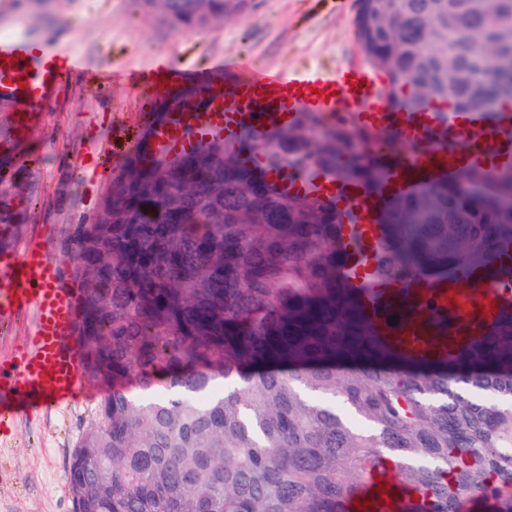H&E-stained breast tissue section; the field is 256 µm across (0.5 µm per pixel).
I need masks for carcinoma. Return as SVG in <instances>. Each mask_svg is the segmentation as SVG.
Listing matches in <instances>:
<instances>
[{
    "label": "carcinoma",
    "mask_w": 512,
    "mask_h": 512,
    "mask_svg": "<svg viewBox=\"0 0 512 512\" xmlns=\"http://www.w3.org/2000/svg\"><path fill=\"white\" fill-rule=\"evenodd\" d=\"M435 2L389 0L379 19L356 11L366 56L409 89L393 105L412 112L449 98L465 108L439 79L457 54L491 87L471 109L499 103L512 73L469 31L512 28V0H488L451 27L435 21ZM141 3L193 32L251 9ZM200 104L187 89L154 119ZM371 139L305 114L242 128L235 150L214 137L170 160L145 132L113 170L97 219L72 243L83 373L107 388L72 452L73 512H409L410 494L418 512H460L464 502L512 512V305L490 320L475 308L477 335L466 339L413 294L421 355L389 344L365 308L380 283L408 292L481 271L512 276L503 210L512 178L468 169L385 198L373 274L351 288L344 269L365 247L355 218L329 197L287 192L242 158L258 149L268 170L319 169L378 194L393 143L386 134V150H368ZM304 389L340 398L368 428Z\"/></svg>",
    "instance_id": "cac0c4a2"
}]
</instances>
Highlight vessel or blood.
Returning a JSON list of instances; mask_svg holds the SVG:
<instances>
[{"label": "vessel or blood", "mask_w": 512, "mask_h": 512, "mask_svg": "<svg viewBox=\"0 0 512 512\" xmlns=\"http://www.w3.org/2000/svg\"><path fill=\"white\" fill-rule=\"evenodd\" d=\"M108 85L105 73L85 69L82 59L67 48L48 50L24 30L0 35V101L13 108L14 136L0 140V149L15 145V136L38 119V110L60 83L76 73ZM143 79L166 90L196 84L208 100L200 112H176L153 128L151 148L158 153L184 154L198 140L220 133L236 147L242 127L292 124L301 114L348 117L354 128L390 133L406 149L391 159L383 190L408 193L424 182L485 162L512 163V113L498 108L460 112L433 102L420 112L391 105L379 88L375 72L366 66L336 71L299 67L289 72L257 67L250 58L227 63L216 60L204 70L156 59ZM368 242H377L380 199L360 192L345 201ZM487 308H495L505 283L486 273L468 283ZM76 293L62 285L59 269L43 248L0 252V321L20 311H36L35 328L23 350L0 366V428L11 408L26 411L58 407L78 398L83 359L75 350Z\"/></svg>", "instance_id": "obj_1"}]
</instances>
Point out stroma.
Returning a JSON list of instances; mask_svg holds the SVG:
<instances>
[{"label":"stroma","mask_w":512,"mask_h":512,"mask_svg":"<svg viewBox=\"0 0 512 512\" xmlns=\"http://www.w3.org/2000/svg\"><path fill=\"white\" fill-rule=\"evenodd\" d=\"M355 13L356 0H257L251 13L198 33L171 27L139 0H0V33L23 29L102 71L140 72L157 57L202 68L239 55L260 67L332 70L366 61ZM163 94L142 82L103 88L77 76L63 83L41 106L18 160L0 156V188L8 189L15 213L0 226V249L41 245L62 284L74 287L72 231L97 214L113 167L138 141ZM91 150L101 157L95 171L82 166ZM80 389L77 403L16 415L0 434V512H72L66 485L72 451L106 393L85 378Z\"/></svg>","instance_id":"stroma-1"}]
</instances>
